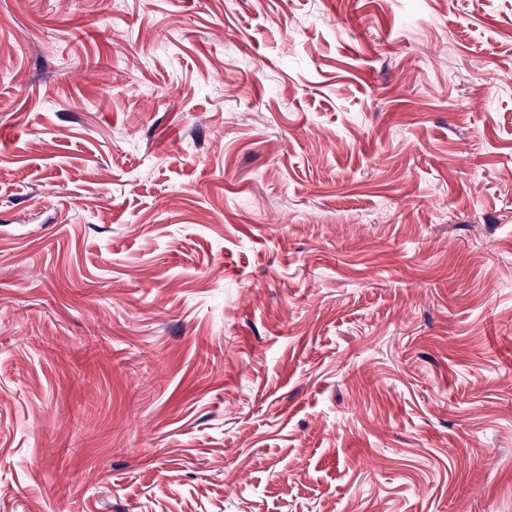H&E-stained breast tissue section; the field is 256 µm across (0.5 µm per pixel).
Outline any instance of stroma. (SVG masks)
Segmentation results:
<instances>
[{
	"label": "stroma",
	"instance_id": "1",
	"mask_svg": "<svg viewBox=\"0 0 512 512\" xmlns=\"http://www.w3.org/2000/svg\"><path fill=\"white\" fill-rule=\"evenodd\" d=\"M0 512H512V0H0Z\"/></svg>",
	"mask_w": 512,
	"mask_h": 512
}]
</instances>
